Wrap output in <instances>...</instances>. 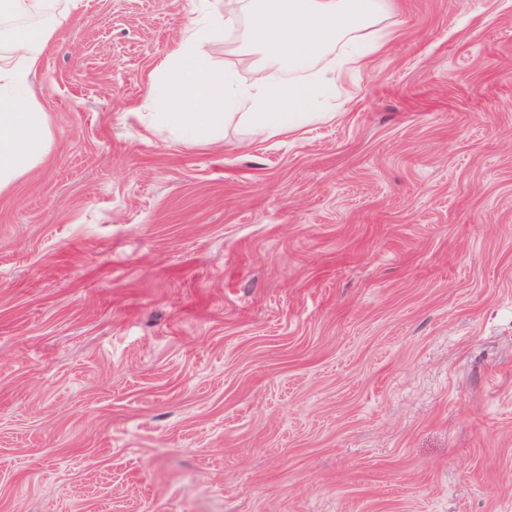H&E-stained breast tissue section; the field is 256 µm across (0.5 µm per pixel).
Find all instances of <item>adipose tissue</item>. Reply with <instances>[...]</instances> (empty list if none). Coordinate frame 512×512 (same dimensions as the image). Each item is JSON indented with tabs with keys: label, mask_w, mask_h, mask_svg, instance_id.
Wrapping results in <instances>:
<instances>
[{
	"label": "adipose tissue",
	"mask_w": 512,
	"mask_h": 512,
	"mask_svg": "<svg viewBox=\"0 0 512 512\" xmlns=\"http://www.w3.org/2000/svg\"><path fill=\"white\" fill-rule=\"evenodd\" d=\"M391 0H224L223 15L187 21L178 47L154 69L151 121L193 143L223 140L229 124L266 140L335 119L344 75L367 69L393 32ZM52 0H0L14 21L0 52V192L42 164L51 132L29 77L41 65L49 30L39 26ZM244 25L243 43L266 76L242 81L235 62L216 68L211 45L221 25Z\"/></svg>",
	"instance_id": "obj_1"
}]
</instances>
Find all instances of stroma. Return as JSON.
Here are the masks:
<instances>
[{"instance_id": "1", "label": "stroma", "mask_w": 512, "mask_h": 512, "mask_svg": "<svg viewBox=\"0 0 512 512\" xmlns=\"http://www.w3.org/2000/svg\"><path fill=\"white\" fill-rule=\"evenodd\" d=\"M209 0H55L0 193V512H512V0H393L335 120L149 124Z\"/></svg>"}]
</instances>
